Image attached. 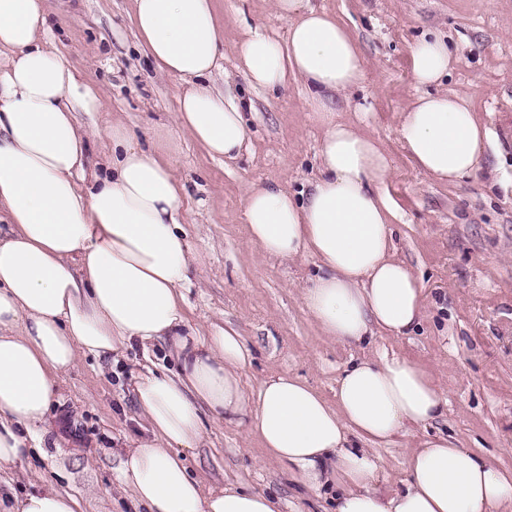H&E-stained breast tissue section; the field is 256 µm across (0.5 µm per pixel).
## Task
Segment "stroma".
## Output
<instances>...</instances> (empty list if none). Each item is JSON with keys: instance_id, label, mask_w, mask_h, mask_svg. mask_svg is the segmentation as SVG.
Masks as SVG:
<instances>
[{"instance_id": "1", "label": "stroma", "mask_w": 512, "mask_h": 512, "mask_svg": "<svg viewBox=\"0 0 512 512\" xmlns=\"http://www.w3.org/2000/svg\"><path fill=\"white\" fill-rule=\"evenodd\" d=\"M345 24L366 63L362 87L343 115L362 112L364 129L382 140L393 173L386 190L399 214L398 259L423 276L425 316L414 332L378 336L366 345L328 341L307 316L302 288L311 257L281 262L248 240L243 195L258 180L308 190L319 169L320 133L297 81L271 94L252 88L237 66L245 29L285 37L287 24L270 0H217L224 57L213 82L249 105L250 146L237 160L209 157L174 125L177 78L147 55L130 15L133 0H49L48 23L62 50L97 91L98 111L84 126L124 119L143 147L159 142L187 185L182 202L190 242L201 255L186 293L193 324L230 321L252 352L242 381L255 390L265 376L291 373L327 400L336 380L363 357L418 362L448 394V415L416 426L377 448L385 467L380 489L401 487L402 463L426 437L444 434L512 471V0H310ZM426 32L448 36L457 59L448 88L465 92L497 134L476 176L438 183L420 173L398 139V115L416 95L411 48ZM175 369L165 348L132 345L116 357L83 359L53 403L51 447L0 469V512L15 497L51 484L76 494L84 512H141L114 481L126 449L147 435L132 388L142 366ZM206 439L189 460L205 488L234 483L282 501L293 512H330L331 500L306 498L296 479L266 456L245 428L206 421Z\"/></svg>"}]
</instances>
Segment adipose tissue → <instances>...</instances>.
<instances>
[{
  "instance_id": "obj_1",
  "label": "adipose tissue",
  "mask_w": 512,
  "mask_h": 512,
  "mask_svg": "<svg viewBox=\"0 0 512 512\" xmlns=\"http://www.w3.org/2000/svg\"><path fill=\"white\" fill-rule=\"evenodd\" d=\"M285 38L247 32L236 44L252 87L289 80L307 94L321 133L310 190L251 185L243 216L262 255H311L302 291L323 336L356 345L409 335L423 317L419 277L393 254L398 213L384 185L383 144L344 118L337 97L365 78L346 27L308 0H272ZM133 25L158 68L180 82L175 122L211 158L248 147L240 102L208 83L224 40L215 0H134ZM455 63L429 32L411 48L417 95L400 113V141L415 166L442 184L475 175L495 137L468 95L443 89ZM99 99L57 46L46 0H0V467L42 450L59 384L86 357L165 343L176 370L145 368L133 394L149 429L128 449L118 486L145 512H280L271 496L229 483L207 491L186 454L205 419L246 426L267 454L336 512H512V473L447 437L425 438L406 462L402 489L382 493L371 449L444 417L448 398L416 361L361 358L328 401L300 377L264 378L247 393L250 349L233 325H193L184 291L198 256L184 228L186 186L172 162L143 148L120 120L81 127ZM14 512H80L55 487L29 493Z\"/></svg>"
}]
</instances>
